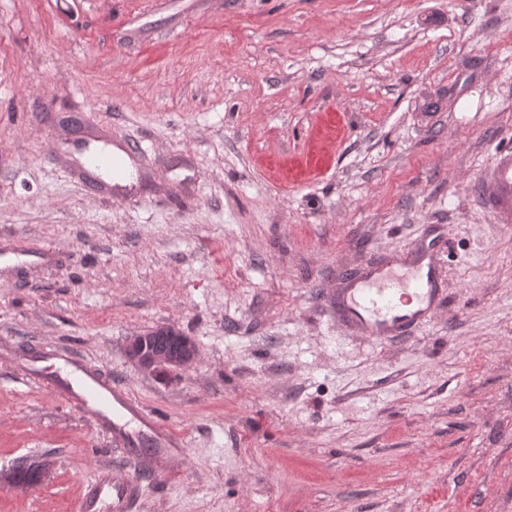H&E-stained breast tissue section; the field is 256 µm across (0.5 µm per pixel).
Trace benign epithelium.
<instances>
[{
	"instance_id": "1",
	"label": "benign epithelium",
	"mask_w": 512,
	"mask_h": 512,
	"mask_svg": "<svg viewBox=\"0 0 512 512\" xmlns=\"http://www.w3.org/2000/svg\"><path fill=\"white\" fill-rule=\"evenodd\" d=\"M196 338L174 327H164L151 338L136 335L127 346L128 358L144 372L169 374L191 367L198 357ZM51 463L40 457H26L20 464L0 469V488L27 491L44 484Z\"/></svg>"
}]
</instances>
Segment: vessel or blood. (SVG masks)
I'll return each mask as SVG.
<instances>
[{
	"instance_id": "obj_1",
	"label": "vessel or blood",
	"mask_w": 512,
	"mask_h": 512,
	"mask_svg": "<svg viewBox=\"0 0 512 512\" xmlns=\"http://www.w3.org/2000/svg\"><path fill=\"white\" fill-rule=\"evenodd\" d=\"M71 152L77 157L92 155V168L111 173L113 192H129L133 177L117 166L110 146L93 151L86 142L76 140ZM482 188L485 205L502 224H511L512 151L495 156ZM54 252L51 246L31 247L9 240L0 243V262L40 263L49 260ZM438 261V252L426 248L352 278L342 300L346 327L375 341L400 338L415 331L437 310L443 288L437 277ZM65 365L71 369L66 376L53 364L40 368L39 373L48 378L55 395L65 404L81 407L84 416L95 426L108 429L118 445L128 447L144 439L163 456L184 457V438L124 388L84 370L76 356H68ZM108 483L116 505L121 507L128 506L139 492L138 484L126 477H112Z\"/></svg>"
}]
</instances>
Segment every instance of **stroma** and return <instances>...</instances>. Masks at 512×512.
<instances>
[{
  "instance_id": "1",
  "label": "stroma",
  "mask_w": 512,
  "mask_h": 512,
  "mask_svg": "<svg viewBox=\"0 0 512 512\" xmlns=\"http://www.w3.org/2000/svg\"><path fill=\"white\" fill-rule=\"evenodd\" d=\"M138 147L133 200L70 139ZM512 147V0H0V238L55 248L0 282V512H512V229L480 198ZM444 240L443 300L374 343L322 302ZM198 358L162 380L130 337ZM78 356L188 443L116 446L23 380ZM198 351L196 338L174 327L159 329L153 338L132 336L127 346L131 362L155 376L188 369L196 362ZM19 465L28 473L29 480L23 481L18 465L0 469V488L8 491H27L44 484L49 476L51 463L40 457H26ZM108 484L112 487V505L121 506L119 511H124L139 492L138 484L130 478L112 477L111 475Z\"/></svg>"
}]
</instances>
